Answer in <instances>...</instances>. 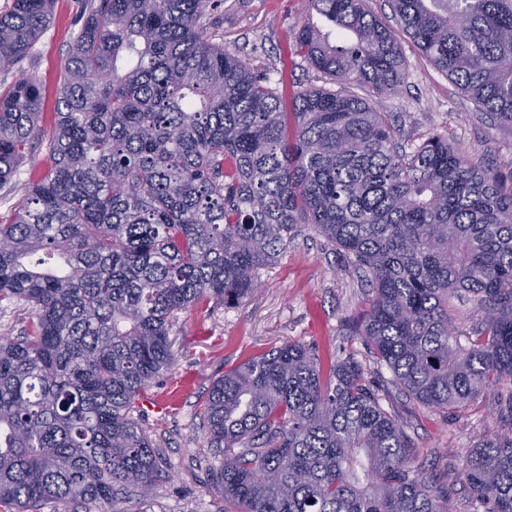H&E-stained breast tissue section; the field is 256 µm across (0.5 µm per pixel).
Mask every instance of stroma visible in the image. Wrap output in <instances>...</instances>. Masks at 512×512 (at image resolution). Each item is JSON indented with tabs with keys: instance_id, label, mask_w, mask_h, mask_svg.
Here are the masks:
<instances>
[{
	"instance_id": "1",
	"label": "stroma",
	"mask_w": 512,
	"mask_h": 512,
	"mask_svg": "<svg viewBox=\"0 0 512 512\" xmlns=\"http://www.w3.org/2000/svg\"><path fill=\"white\" fill-rule=\"evenodd\" d=\"M376 18L396 31L405 60V79L391 94L361 90V97L388 113L405 142L422 144L439 135L463 146L490 175L512 178V126L490 120L439 72L401 31L389 0H369ZM88 13V0H54L52 21L32 52L0 71V89L20 75L33 77L43 96L40 132L14 180L0 188V216L10 215L26 187L50 169L49 138L57 110L61 72L71 42ZM207 33L236 52L255 74L270 78L282 96L295 89H332L333 83L296 51V37L321 17L301 0H210ZM372 290L349 258L310 226L297 229L287 249L260 272L259 287L241 303L212 306L206 313H180L170 333L175 361L133 401L131 414L157 444L164 473L143 501L120 499L112 512H236L212 483L222 457L203 431V408L213 380L249 356L286 342L317 354L334 351L362 363L365 380L377 388L386 412L399 422L417 450L412 466L452 494L454 512H485L462 477L472 448L504 432L495 390L485 391L462 413H444L413 400L389 368L372 356L355 325ZM153 400L166 402L152 411Z\"/></svg>"
}]
</instances>
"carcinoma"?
<instances>
[{
	"label": "carcinoma",
	"instance_id": "1",
	"mask_svg": "<svg viewBox=\"0 0 512 512\" xmlns=\"http://www.w3.org/2000/svg\"><path fill=\"white\" fill-rule=\"evenodd\" d=\"M52 0L0 15V69L32 51ZM208 0H91L60 80L50 175L0 220V303L29 305L0 334V512H92L148 498L156 444L130 414L174 363L187 309L236 305L308 224L369 275L357 331L418 403L462 412L491 386L512 425V181L434 137L408 151L350 90L403 82L401 48L367 0H302L328 30L297 51L337 81L291 105L207 38ZM403 31L496 122L512 126V0H392ZM37 81L0 92V187L32 148ZM471 297L478 327L448 320ZM213 475L241 512H450L352 357L298 343L212 381ZM463 477L512 512V429L474 448Z\"/></svg>",
	"mask_w": 512,
	"mask_h": 512
}]
</instances>
